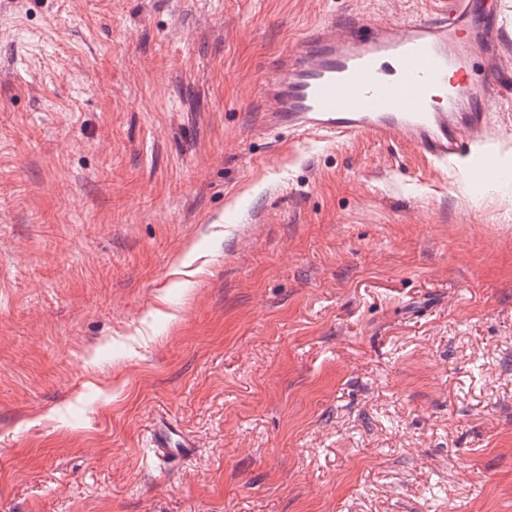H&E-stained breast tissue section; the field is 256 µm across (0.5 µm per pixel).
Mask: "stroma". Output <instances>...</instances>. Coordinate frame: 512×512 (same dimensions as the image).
I'll return each mask as SVG.
<instances>
[{"instance_id": "35a3bbf8", "label": "stroma", "mask_w": 512, "mask_h": 512, "mask_svg": "<svg viewBox=\"0 0 512 512\" xmlns=\"http://www.w3.org/2000/svg\"><path fill=\"white\" fill-rule=\"evenodd\" d=\"M432 8L0 0V512H512V143L261 126L308 26ZM173 436H178L174 424L167 419H159L152 429V443L156 448H166L167 452L172 453L179 458H188L192 455V448L195 444L182 440H173Z\"/></svg>"}]
</instances>
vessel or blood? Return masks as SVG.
<instances>
[{
  "label": "vessel or blood",
  "mask_w": 512,
  "mask_h": 512,
  "mask_svg": "<svg viewBox=\"0 0 512 512\" xmlns=\"http://www.w3.org/2000/svg\"><path fill=\"white\" fill-rule=\"evenodd\" d=\"M475 41L487 64L483 81L491 83L500 27L473 0H435L430 13L408 22L311 26L273 60L261 89L262 123L298 135L398 139L434 164L470 157L490 124L485 98L469 81ZM176 434L171 421L158 420L152 443L190 457L192 443Z\"/></svg>",
  "instance_id": "1"
}]
</instances>
